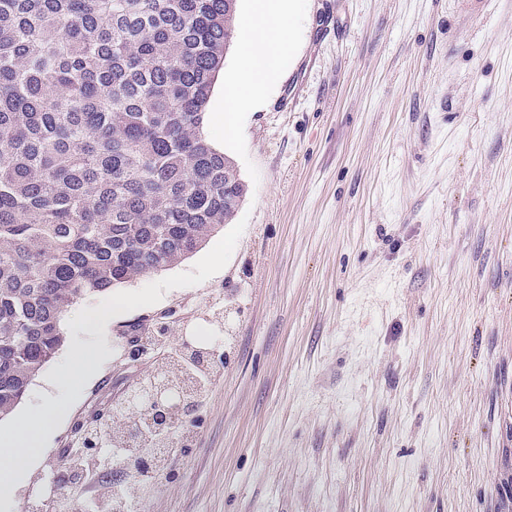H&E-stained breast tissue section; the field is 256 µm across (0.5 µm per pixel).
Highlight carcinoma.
I'll list each match as a JSON object with an SVG mask.
<instances>
[{"mask_svg":"<svg viewBox=\"0 0 512 512\" xmlns=\"http://www.w3.org/2000/svg\"><path fill=\"white\" fill-rule=\"evenodd\" d=\"M237 0H0V418L64 343L66 308L170 267L246 193L204 132ZM195 354L162 376L209 383ZM180 418L140 410L164 468Z\"/></svg>","mask_w":512,"mask_h":512,"instance_id":"cac0c4a2","label":"carcinoma"}]
</instances>
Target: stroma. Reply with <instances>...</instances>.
Here are the masks:
<instances>
[{
    "instance_id": "obj_1",
    "label": "stroma",
    "mask_w": 512,
    "mask_h": 512,
    "mask_svg": "<svg viewBox=\"0 0 512 512\" xmlns=\"http://www.w3.org/2000/svg\"><path fill=\"white\" fill-rule=\"evenodd\" d=\"M223 146L247 192L211 244L122 284L156 300L100 356L9 512H500L512 448V0H309L281 78ZM215 375L141 485L55 478L77 423L188 345Z\"/></svg>"
}]
</instances>
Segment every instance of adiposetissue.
<instances>
[{"label":"adipose tissue","mask_w":512,"mask_h":512,"mask_svg":"<svg viewBox=\"0 0 512 512\" xmlns=\"http://www.w3.org/2000/svg\"><path fill=\"white\" fill-rule=\"evenodd\" d=\"M304 0H251L243 22V53L247 64L244 76L222 93L223 104L214 115L215 126L225 135L235 130L236 116L260 101L281 72L293 30L292 17L304 14ZM149 292L103 298L83 318L85 330L96 331L111 322L115 313L131 306L152 304ZM99 366V356L91 348L78 345L75 355L65 356L48 375L47 391L38 407L28 409L7 430L0 431V512L12 503L45 449L55 423L62 418L71 395L90 381Z\"/></svg>","instance_id":"1"}]
</instances>
